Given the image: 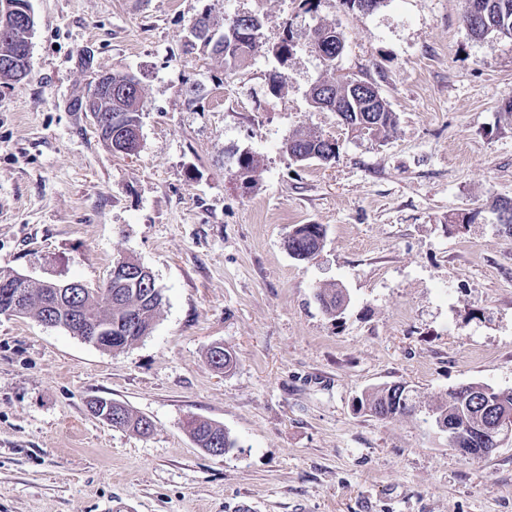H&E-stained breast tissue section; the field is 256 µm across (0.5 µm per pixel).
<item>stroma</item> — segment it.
Here are the masks:
<instances>
[{
  "label": "stroma",
  "mask_w": 512,
  "mask_h": 512,
  "mask_svg": "<svg viewBox=\"0 0 512 512\" xmlns=\"http://www.w3.org/2000/svg\"><path fill=\"white\" fill-rule=\"evenodd\" d=\"M31 3V73L0 87V271L97 287L131 256L163 304L117 353L0 315V512H512V443L471 459L424 414L469 382L512 390V237L491 206L512 198V40L474 38L466 0ZM205 12L219 30L257 15L258 51L234 67L191 45ZM317 24L344 37L335 67L305 34ZM290 29L281 63L270 49ZM105 71L140 81L135 155L73 108ZM339 74L378 88L387 138L311 106ZM306 128L336 140L335 160H292L284 143ZM244 151L259 161L247 180ZM298 224L326 229L308 260L285 246ZM332 286L337 318L316 298ZM215 344L230 372L209 365ZM394 383L420 413L357 409ZM96 398L152 432L96 418ZM193 417L236 448H198Z\"/></svg>",
  "instance_id": "obj_1"
}]
</instances>
